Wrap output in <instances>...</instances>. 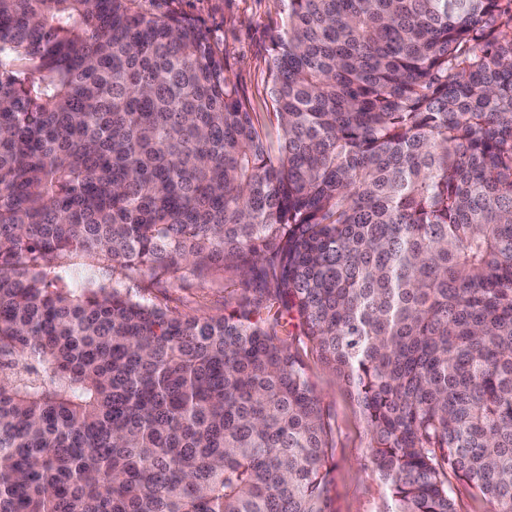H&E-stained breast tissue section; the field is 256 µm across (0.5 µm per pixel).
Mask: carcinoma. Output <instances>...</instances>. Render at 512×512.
Wrapping results in <instances>:
<instances>
[{"label":"carcinoma","instance_id":"carcinoma-1","mask_svg":"<svg viewBox=\"0 0 512 512\" xmlns=\"http://www.w3.org/2000/svg\"><path fill=\"white\" fill-rule=\"evenodd\" d=\"M281 2L273 149L191 19L0 0V512H333L285 314L387 512H512V0ZM96 262L259 295L176 313Z\"/></svg>","mask_w":512,"mask_h":512}]
</instances>
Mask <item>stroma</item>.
Returning <instances> with one entry per match:
<instances>
[{
	"label": "stroma",
	"instance_id": "obj_1",
	"mask_svg": "<svg viewBox=\"0 0 512 512\" xmlns=\"http://www.w3.org/2000/svg\"><path fill=\"white\" fill-rule=\"evenodd\" d=\"M150 8L175 10L206 28L214 48L224 56L227 76L248 100L256 123L263 131H276L267 66L270 31L280 20L277 0H152ZM243 293L238 280L192 276L180 285L149 283L146 296L177 312L201 309L220 315L232 311ZM299 351L331 415L330 496L335 512H386L387 488L367 466L369 435L356 400L310 343H301Z\"/></svg>",
	"mask_w": 512,
	"mask_h": 512
}]
</instances>
